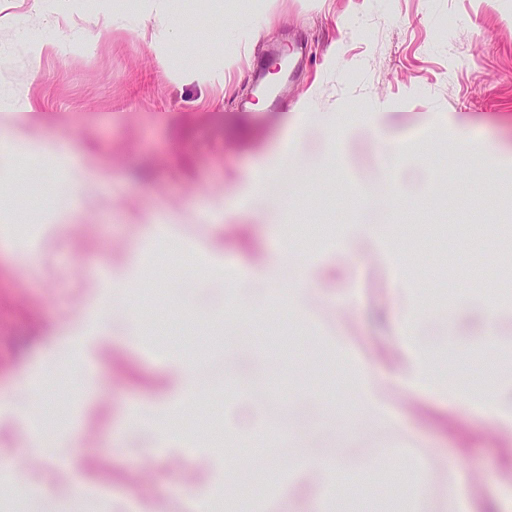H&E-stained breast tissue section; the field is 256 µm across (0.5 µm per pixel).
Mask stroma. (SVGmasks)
Masks as SVG:
<instances>
[{"instance_id":"stroma-1","label":"stroma","mask_w":512,"mask_h":512,"mask_svg":"<svg viewBox=\"0 0 512 512\" xmlns=\"http://www.w3.org/2000/svg\"><path fill=\"white\" fill-rule=\"evenodd\" d=\"M306 46L309 56L294 82L283 83L275 111L244 110L252 72L271 52ZM313 123L296 132L299 113ZM367 112L382 132L340 129L336 119ZM456 123L462 141L449 143L432 121ZM58 139L63 151L33 159L40 180L20 176L21 200L12 223L28 240L51 238L39 263L26 264L0 247V405L18 381L30 378L45 347L85 310L92 283L112 259L136 246L146 223L167 222L184 254L223 240L225 259L250 262L279 245L278 235L247 215L241 196L262 156L304 139L299 156L311 179L287 208L293 225L399 224L411 278L435 309L418 326V348L445 377L477 385L496 360L512 373V317L498 322L494 354L479 350L480 324L468 322L448 338L439 291H479L451 245L453 228L490 225L512 213L498 198L482 160L467 170L455 158L470 140L490 139L512 151V0H0V122ZM404 161L431 177L430 203L397 212L354 207L349 188H371L383 155L396 144ZM101 174L90 206L58 226L49 200L73 164ZM223 200L225 216L209 210ZM512 289V237L473 254ZM151 299L138 309L135 336H115L92 370L48 378L43 397L67 418L81 446L67 460L25 445V428L0 433V454L14 458L20 479L37 476L24 499L0 497V512H56L59 493L72 512H124L142 499L149 512H190L204 478L200 462L157 447L144 409L166 394L163 353L199 349L205 391L182 414L198 440L224 426L231 378L222 325L184 309L176 273L146 265ZM393 282L374 254L358 271L326 280L310 316L346 353L320 359L307 347L315 336L302 324L268 313L239 334L272 364L249 379L248 402L237 421L260 416L264 428L286 427L281 495L269 512H293L298 495L317 486L287 480L289 466L314 456L358 475L336 487L347 512H452L454 482L471 486L475 504L499 495L512 512V433L401 378L405 358L391 300ZM355 356L392 379L389 423L369 414L343 417L336 429L304 433L301 418L320 419L327 404L344 408L336 365ZM227 494L251 488L269 468L266 449L244 452L224 442ZM98 491L88 494L87 483Z\"/></svg>"}]
</instances>
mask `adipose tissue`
I'll use <instances>...</instances> for the list:
<instances>
[{
    "label": "adipose tissue",
    "mask_w": 512,
    "mask_h": 512,
    "mask_svg": "<svg viewBox=\"0 0 512 512\" xmlns=\"http://www.w3.org/2000/svg\"><path fill=\"white\" fill-rule=\"evenodd\" d=\"M55 141L46 136L25 137L11 133L0 138V170L12 171L22 160L36 154L53 152ZM292 171L294 181H301L303 172L295 170L290 150H279L263 159L254 178L247 182L242 193L250 198L252 210L263 213L271 226L281 220L280 205L272 188L279 183L284 171ZM419 175L412 169L382 167L373 182L377 203L394 210L403 209L407 202L426 204L430 193L417 189ZM165 234L161 224H150L138 245L126 256L113 261L103 286L94 289L86 309L87 321L73 328L66 336L47 347L42 367L54 369L62 353L74 350L83 361H90L96 352L112 340L114 326H122L127 334L137 330V309L147 302L148 296L141 290L144 262L151 254L156 241ZM400 227L396 224H346L318 252L301 261L294 286H285L281 280L282 251L266 253L251 268L231 264L224 259V247L217 244L202 249L186 273L193 288L184 290L183 299L194 312L216 319L231 315L233 323H247L268 310L274 309L300 319L306 318L313 299L320 295L319 282L330 264L339 262L352 268L367 252H374L392 272L398 288V318L401 336L407 345H414L417 326L427 318L429 311L417 298L418 284L405 271L403 255L398 248ZM125 297L123 307L111 308L114 295ZM504 308L498 290L479 295L461 290L448 303V330L456 332L470 317H478L483 326L484 343L494 346L497 342V321ZM173 385L168 396L151 405L146 421L155 436L165 442H176L187 453L201 457L206 465V481L203 489L194 496V512H217L216 499L225 491L224 453L216 445L199 444L188 434L181 433L176 422L184 406L203 392L201 386V362L185 351H173L168 357ZM401 371L415 388L445 394L449 401L467 406L501 429H512V405L500 400L503 388H512V377L500 376L488 371L487 381L474 389L463 382H442L439 374L425 359L411 354L405 359ZM345 390L352 393L355 409L365 410L378 416H386L392 396L389 378L372 373L364 364L353 361L345 375ZM41 392L36 383L19 387L6 413H0V429L7 428L9 418L30 420L26 434L27 445L39 450L55 448L58 455H68L76 447L77 440L71 431H64L57 439H49L46 426L39 420ZM294 473L306 475L321 487L320 494L307 505V512H344L342 503L333 498L336 484L345 482L346 476L335 465L316 458L299 460Z\"/></svg>",
    "instance_id": "adipose-tissue-1"
}]
</instances>
